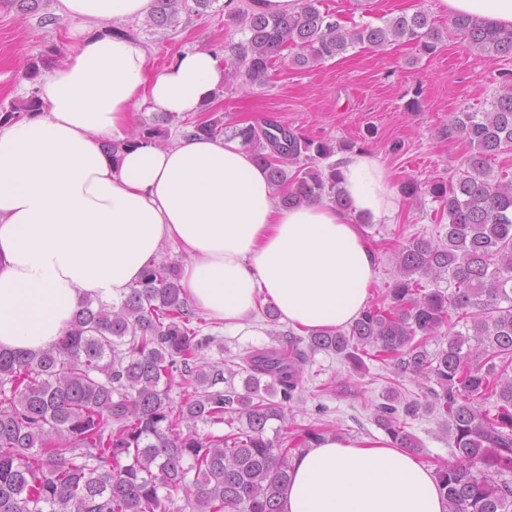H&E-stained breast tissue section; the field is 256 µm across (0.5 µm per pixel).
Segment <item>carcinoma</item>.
Here are the masks:
<instances>
[{"mask_svg":"<svg viewBox=\"0 0 512 512\" xmlns=\"http://www.w3.org/2000/svg\"><path fill=\"white\" fill-rule=\"evenodd\" d=\"M186 2L154 0L151 23L172 27ZM318 3L298 0L292 14L230 12L229 21L248 35L228 46L225 80L262 86L278 61L313 66L357 44L405 40L432 55L443 42V30L423 10L349 29ZM451 28L469 47L512 59V29L468 16L453 17ZM498 77L491 110L449 120L448 132L472 147L454 175L410 178L400 187L408 199L428 195L438 202L445 238L415 236L400 248L386 302L368 306L349 329L317 330L292 338L286 349L241 357L243 391L219 388L226 383L223 364L204 361L216 336L204 332L208 323L172 262L148 264L117 304L86 296L56 346L39 354L0 350V512H166L164 500L179 491L190 512H281L292 450L324 431L307 429L286 447L266 428L285 418L316 351L354 366L368 354L434 383L423 401L388 391L375 405L377 425L395 447L418 451L407 421L439 410L453 440V460L436 470L446 512H512V179L492 177L490 167L492 156L512 144V70ZM41 110L33 93L3 111L0 124ZM173 119L164 112L110 143L112 160L136 142L162 145ZM227 134L266 170L280 190L278 206L323 199L348 205L336 165L316 166L335 153L330 143L272 119L240 126L203 117L183 132ZM444 275L454 284L450 293L422 284ZM459 320L471 321L470 331L455 330ZM439 335L447 346L428 352ZM177 377L184 393L175 406L170 392ZM236 419L245 424L233 427ZM198 422L231 431L202 435L193 429Z\"/></svg>","mask_w":512,"mask_h":512,"instance_id":"obj_1","label":"carcinoma"}]
</instances>
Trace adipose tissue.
I'll list each match as a JSON object with an SVG mask.
<instances>
[{
  "instance_id": "obj_1",
  "label": "adipose tissue",
  "mask_w": 512,
  "mask_h": 512,
  "mask_svg": "<svg viewBox=\"0 0 512 512\" xmlns=\"http://www.w3.org/2000/svg\"><path fill=\"white\" fill-rule=\"evenodd\" d=\"M84 21L147 16L153 0H59ZM441 13L512 28V0H435ZM224 81L206 51L177 54L152 74L147 54L115 34L77 41L39 82L42 114L0 128V349L39 353L67 329L85 295L122 299L163 242L188 261L180 284L234 329L266 305L300 333L343 328L366 309L375 254L357 216L393 221V172L379 157H339L349 206L292 209L239 140L139 142L112 160L102 137L122 134L149 103L199 112ZM283 512H444L436 475L389 438L328 433L292 459Z\"/></svg>"
}]
</instances>
